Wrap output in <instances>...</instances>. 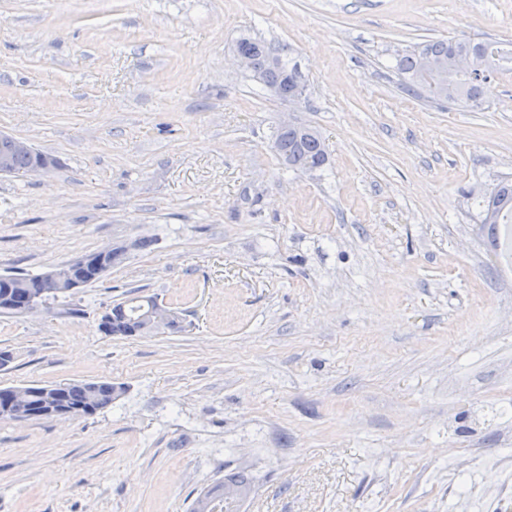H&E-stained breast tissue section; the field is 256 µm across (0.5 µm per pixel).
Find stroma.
Here are the masks:
<instances>
[{"mask_svg":"<svg viewBox=\"0 0 512 512\" xmlns=\"http://www.w3.org/2000/svg\"><path fill=\"white\" fill-rule=\"evenodd\" d=\"M245 34L290 48L301 100L238 69ZM467 37L512 41V0H0V132L57 160L0 175V274L150 242L0 314L1 387L126 388L0 420V512H190L239 470L241 512H512V271L480 207L512 180V73L471 109L394 69ZM284 120L323 169L281 164ZM135 293L183 330L103 335ZM292 121H282L281 128L293 126ZM273 147L288 170L313 171L326 163V152L319 133L313 128L278 129ZM64 385L63 391L68 400L74 406H83L84 410L80 415L72 408L63 391H58L48 397L44 402L46 391L50 393L57 386ZM21 388V389H18ZM15 389V390H13ZM24 389H28V397L15 400L7 409L10 402L9 394L12 391V398L27 395ZM125 393V387L108 381H69L51 384H30L27 386H6L0 387V420H17L26 418L28 420L52 419L38 414V406L42 404V413L53 418H73L91 416L106 408L119 396Z\"/></svg>","mask_w":512,"mask_h":512,"instance_id":"stroma-1","label":"stroma"}]
</instances>
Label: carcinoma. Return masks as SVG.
<instances>
[{
    "label": "carcinoma",
    "instance_id": "carcinoma-1",
    "mask_svg": "<svg viewBox=\"0 0 512 512\" xmlns=\"http://www.w3.org/2000/svg\"><path fill=\"white\" fill-rule=\"evenodd\" d=\"M236 46L261 59L273 54L277 65L265 72L259 83H278L283 88L280 100L286 101L304 91V85L297 64L289 58V48L276 45L264 39L244 35L236 41ZM467 56L471 60L470 69L458 70L455 60ZM395 68L400 76L402 89L416 97H426L433 101L461 103L474 108L481 104V88L494 76L512 71V47L499 42L480 38L466 40H430L414 46L397 55ZM273 147L285 167L289 170L313 171L326 163V152L319 133L313 128L300 125L293 129L277 130ZM40 152L19 153L12 157V173L26 171L38 159ZM512 218V183L503 182L497 186L485 201V224H501ZM63 290H51L40 281L39 275L0 274V312L13 314L15 310L6 301L23 304L32 295H41V301L55 300ZM8 299H3V296ZM155 296H136L112 306V335L134 336L143 326V316L158 306ZM57 384H30L28 397L11 401L13 387H0V420H40L38 406L44 400L45 392L55 390ZM64 392L75 406L84 407L81 416H91L106 408L125 393V387L108 381H69L64 383ZM234 490L247 497L252 490V480L243 473L226 475L212 487L203 491L223 500L222 512H237L240 498L224 497V491Z\"/></svg>",
    "mask_w": 512,
    "mask_h": 512
}]
</instances>
